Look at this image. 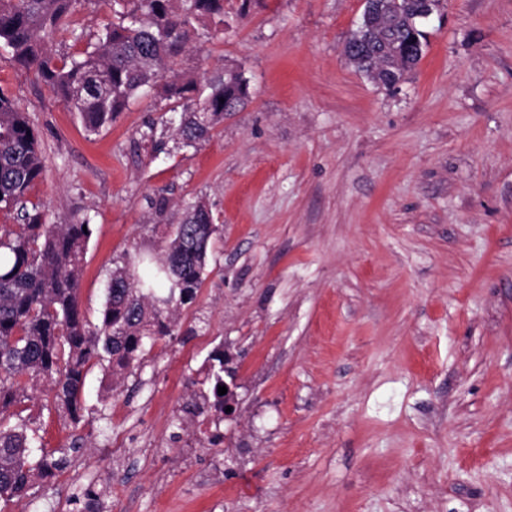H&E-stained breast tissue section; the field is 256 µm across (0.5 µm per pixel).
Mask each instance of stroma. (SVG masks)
Instances as JSON below:
<instances>
[{
    "label": "stroma",
    "instance_id": "stroma-1",
    "mask_svg": "<svg viewBox=\"0 0 512 512\" xmlns=\"http://www.w3.org/2000/svg\"><path fill=\"white\" fill-rule=\"evenodd\" d=\"M240 4L176 60L248 83L194 146L154 89L88 133L0 48L44 160L30 200L92 224L89 323L115 265L162 253L196 200L217 226L195 303L111 389L89 370L79 423L40 390L20 404L70 463L0 512H84L89 490L96 512H512V0H440L391 88L343 55L360 0ZM110 14L81 0L49 53ZM227 345L235 414H185Z\"/></svg>",
    "mask_w": 512,
    "mask_h": 512
}]
</instances>
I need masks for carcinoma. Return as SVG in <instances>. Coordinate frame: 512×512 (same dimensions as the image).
<instances>
[{
	"label": "carcinoma",
	"instance_id": "obj_1",
	"mask_svg": "<svg viewBox=\"0 0 512 512\" xmlns=\"http://www.w3.org/2000/svg\"><path fill=\"white\" fill-rule=\"evenodd\" d=\"M79 0H0V45L31 69L78 113L96 134L123 112L145 87L162 86L170 111L181 113L178 134L187 146L210 138L224 113L244 106L248 87L234 69L194 95L196 83L172 68L194 22L224 17V0H110L112 20L78 56L56 61L49 43L69 33L68 17ZM437 0H373L344 48L347 60L374 82L400 83L421 60L419 21ZM44 171L37 134L24 113L0 90V211L20 223L0 226V415L29 398L40 381L54 391L56 406L71 422L82 417V393L90 364L108 362L121 376L143 352L144 339L172 333L170 310L195 302L217 227L202 202L191 205L159 256L127 257L112 269L100 323L79 310V284L92 235L87 217L50 224L27 193ZM211 360L213 406L224 409V357ZM31 422L0 427V500L23 496L37 477L53 476L65 456L30 457Z\"/></svg>",
	"mask_w": 512,
	"mask_h": 512
}]
</instances>
